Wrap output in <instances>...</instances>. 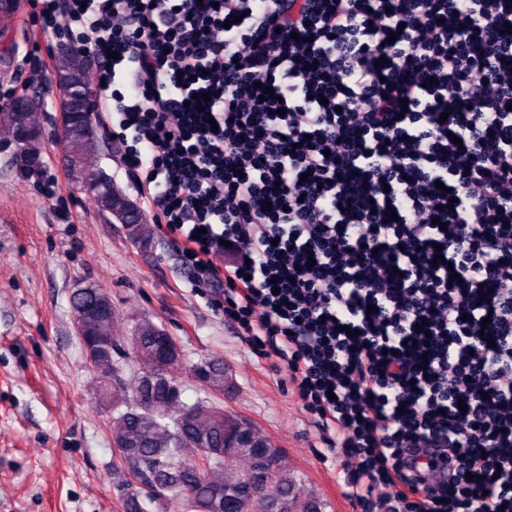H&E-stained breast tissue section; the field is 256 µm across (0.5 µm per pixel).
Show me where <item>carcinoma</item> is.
<instances>
[{
  "label": "carcinoma",
  "instance_id": "1",
  "mask_svg": "<svg viewBox=\"0 0 512 512\" xmlns=\"http://www.w3.org/2000/svg\"><path fill=\"white\" fill-rule=\"evenodd\" d=\"M79 159L68 165L71 182L85 189L102 174L101 145L94 137L79 142ZM128 237L147 244L152 228L142 222L126 225ZM105 294L94 285L73 289V313H84ZM114 313L88 318L80 336L85 355L95 373L97 405L109 416V431L115 457L112 476L123 482L133 476L138 485H128L122 495V512H152L157 498L165 496L181 512H323V502L306 493L297 477L280 463L277 449H271L268 479L262 498L255 504L235 501L242 483L255 471L256 463L246 448H226V438L239 428L256 434L240 416L213 402L188 404L175 377L153 370L154 359L163 339L172 345V336L158 335L161 327L145 318L130 336L137 373L123 378L125 366L117 356L121 344L113 336ZM190 372L211 391L224 393L228 379L224 366L214 361L199 364Z\"/></svg>",
  "mask_w": 512,
  "mask_h": 512
}]
</instances>
